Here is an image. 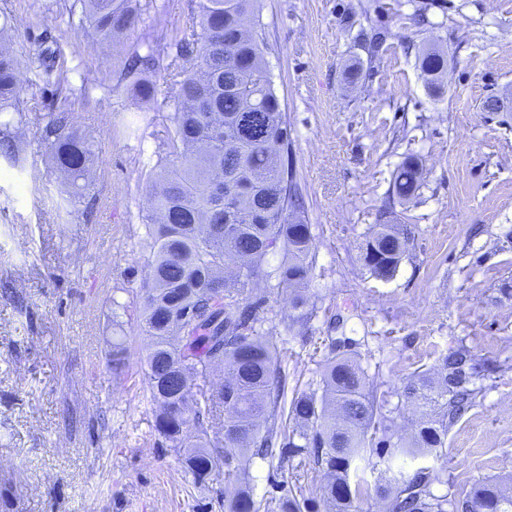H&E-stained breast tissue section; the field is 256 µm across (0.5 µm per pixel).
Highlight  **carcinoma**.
<instances>
[{"mask_svg": "<svg viewBox=\"0 0 512 512\" xmlns=\"http://www.w3.org/2000/svg\"><path fill=\"white\" fill-rule=\"evenodd\" d=\"M79 22L69 10V25L89 24L93 34L110 44L140 28L142 39L121 60V79L134 95L149 101L155 85L149 76L160 56L154 24L161 13L157 0H79ZM258 0H198L200 33L175 37L166 47L186 62L184 78L163 116L167 156L148 175L144 188L149 209L144 241L150 257L139 291L137 322L150 338L145 377L148 401L158 435L182 457L185 473L196 484L224 469V508L228 512H359L367 484L358 461L371 451L379 459L416 458L445 447L448 428L476 403L479 366L468 350L444 356L436 378L408 382L405 401L420 412L408 442L387 435L386 400L345 351L330 344L319 388L286 401L287 376L281 369V339L275 328L261 333L264 300L252 299L254 287L276 281L292 294L294 308L312 263L311 225L300 217L294 169L289 157L288 115L275 90L259 32ZM447 54L433 47L420 57L428 83L437 84L447 68ZM20 63L11 48L0 47V112L18 114ZM261 111L254 136H238L237 126ZM7 121L0 129V153L18 161L20 148ZM52 159L82 198L91 187L93 142L80 135L63 113L51 112L45 126ZM422 176L410 158L397 168L391 201H409ZM222 180L234 189L236 210L227 220L224 204L211 193ZM408 244L399 224H376L361 247L363 265L377 278L396 272ZM280 252L274 267L267 257ZM224 365V382L211 381L214 365ZM174 370L183 375L178 393L157 382ZM224 408V426L205 421ZM294 421L296 428L288 429ZM251 455L284 470L306 456L326 476L314 492L294 485L282 494L257 502L241 486V459ZM441 476L427 468L411 475L387 477L379 471L375 494L386 512H447L448 499L431 485ZM474 503L480 512H512V491L486 480L474 487L462 507Z\"/></svg>", "mask_w": 512, "mask_h": 512, "instance_id": "cac0c4a2", "label": "carcinoma"}]
</instances>
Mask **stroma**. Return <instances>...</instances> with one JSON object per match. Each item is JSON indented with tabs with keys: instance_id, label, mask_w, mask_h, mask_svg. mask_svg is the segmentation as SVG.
<instances>
[{
	"instance_id": "1",
	"label": "stroma",
	"mask_w": 512,
	"mask_h": 512,
	"mask_svg": "<svg viewBox=\"0 0 512 512\" xmlns=\"http://www.w3.org/2000/svg\"><path fill=\"white\" fill-rule=\"evenodd\" d=\"M162 2L158 36L197 30L191 0ZM73 3L0 0L27 119L20 161L0 155V284L15 290L0 295V512H224L223 471L195 485L155 431L148 338L123 311L147 271L143 186L166 154L143 118L167 112L183 63L161 54L154 99L135 101L119 79L121 45L70 27ZM260 23L314 236L301 295L316 311L286 338L288 396L317 386L331 339H343L407 437L417 414L406 382L467 348L487 370L475 406L442 450L393 460L391 471L439 472L434 494L459 500L476 483L512 478V0H261ZM369 23L386 33L373 57L355 43ZM426 41L448 53L436 88L418 60ZM47 46L69 68L64 84L27 64ZM356 62L362 77L347 83ZM493 95L508 109L484 111ZM62 106L98 146L93 189L74 203L41 138L44 115ZM118 125L136 137L114 138ZM410 155L422 184L389 205ZM381 220L410 231L387 279L360 260ZM118 340L130 356L116 374L107 353ZM246 468L257 499L279 483L323 480L305 460L285 472L258 458Z\"/></svg>"
}]
</instances>
